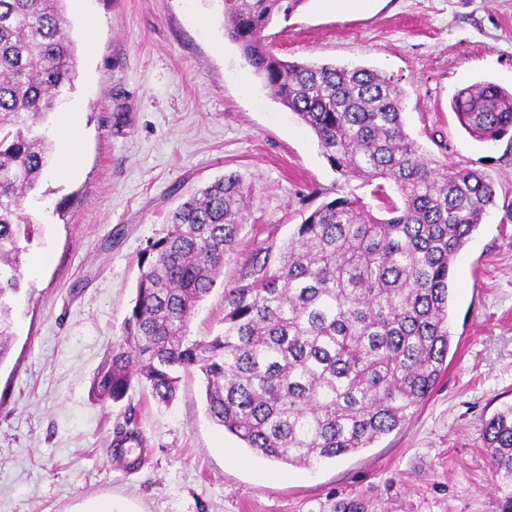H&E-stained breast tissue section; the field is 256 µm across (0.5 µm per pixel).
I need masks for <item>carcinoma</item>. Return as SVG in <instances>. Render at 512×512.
<instances>
[{
	"label": "carcinoma",
	"instance_id": "cac0c4a2",
	"mask_svg": "<svg viewBox=\"0 0 512 512\" xmlns=\"http://www.w3.org/2000/svg\"><path fill=\"white\" fill-rule=\"evenodd\" d=\"M218 2L226 36L315 134L343 183L275 258L224 286V332L206 339H189L188 324L238 243L241 181L226 174L185 201L140 253L122 336L90 393L117 403L136 378L168 406L181 374L197 371L216 424L256 455L313 469L395 430L448 369L452 267L496 191L484 172L423 153L405 130L394 78L278 57L264 32L304 0ZM67 27L65 0H0V363L36 231L29 204L46 196L45 123L76 77ZM452 109L478 142L512 131V91L493 81L459 90ZM354 178L374 186L376 206L348 189ZM481 435L498 486L509 489L501 512H512V404Z\"/></svg>",
	"mask_w": 512,
	"mask_h": 512
}]
</instances>
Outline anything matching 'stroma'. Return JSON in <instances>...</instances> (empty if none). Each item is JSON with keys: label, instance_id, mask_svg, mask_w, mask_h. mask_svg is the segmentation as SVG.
Returning <instances> with one entry per match:
<instances>
[{"label": "stroma", "instance_id": "obj_1", "mask_svg": "<svg viewBox=\"0 0 512 512\" xmlns=\"http://www.w3.org/2000/svg\"><path fill=\"white\" fill-rule=\"evenodd\" d=\"M66 11L77 78L63 109L82 152L69 176H44L49 202L67 209L36 210L26 286L11 303L0 512H78L90 500L135 512H500L481 428L512 404V138L473 140L450 101L483 79L512 87V0H378L354 14L304 0L266 31L283 59L397 79L411 137L448 165L484 171L498 199L453 267V342L437 386L372 447L314 471L244 449L209 418L196 373L168 406L137 381L119 403L92 400L137 256L179 204L231 172L250 193L237 248L189 322L200 339L224 330L225 285L335 198L339 177L225 38L215 0H67ZM88 12L99 21L91 36ZM125 424L144 450L117 470L112 440Z\"/></svg>", "mask_w": 512, "mask_h": 512}]
</instances>
